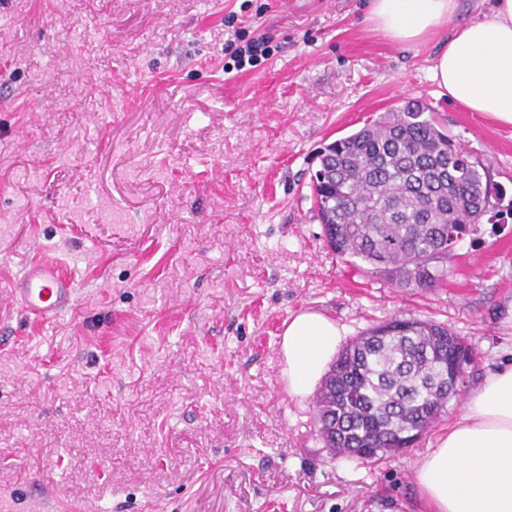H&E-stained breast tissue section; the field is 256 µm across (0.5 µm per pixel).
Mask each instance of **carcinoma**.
<instances>
[{"instance_id":"1","label":"carcinoma","mask_w":512,"mask_h":512,"mask_svg":"<svg viewBox=\"0 0 512 512\" xmlns=\"http://www.w3.org/2000/svg\"><path fill=\"white\" fill-rule=\"evenodd\" d=\"M443 132L417 101L384 112L319 155L311 177L327 246L367 276L430 289L461 226L493 210L502 190L482 163ZM475 351L447 326L396 317L350 340L317 394L316 421L333 456L390 457L411 447L447 411L457 361Z\"/></svg>"}]
</instances>
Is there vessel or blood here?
<instances>
[{
	"instance_id": "vessel-or-blood-1",
	"label": "vessel or blood",
	"mask_w": 512,
	"mask_h": 512,
	"mask_svg": "<svg viewBox=\"0 0 512 512\" xmlns=\"http://www.w3.org/2000/svg\"><path fill=\"white\" fill-rule=\"evenodd\" d=\"M9 295L22 314L47 322L71 309L75 288L57 261L39 258L26 263L13 279Z\"/></svg>"
}]
</instances>
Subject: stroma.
Segmentation results:
<instances>
[{
  "mask_svg": "<svg viewBox=\"0 0 512 512\" xmlns=\"http://www.w3.org/2000/svg\"><path fill=\"white\" fill-rule=\"evenodd\" d=\"M370 0H0V293L27 258L74 278L41 322L0 305V512H428L414 471L512 363V126L440 96L447 41L393 44ZM273 52L225 71L229 29ZM415 100L505 190L446 262L399 288L325 244L317 154ZM345 338L394 315L479 354L403 455L331 459L289 396L296 313Z\"/></svg>",
  "mask_w": 512,
  "mask_h": 512,
  "instance_id": "35a3bbf8",
  "label": "stroma"
}]
</instances>
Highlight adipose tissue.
<instances>
[{
    "label": "adipose tissue",
    "instance_id": "1",
    "mask_svg": "<svg viewBox=\"0 0 512 512\" xmlns=\"http://www.w3.org/2000/svg\"><path fill=\"white\" fill-rule=\"evenodd\" d=\"M459 0H372L368 20L389 41L418 46L447 33L430 74L450 103L512 126V0L461 26ZM342 342L335 321L302 311L285 324L283 373L291 396H309ZM430 512H512V365L490 373L415 470Z\"/></svg>",
    "mask_w": 512,
    "mask_h": 512
}]
</instances>
